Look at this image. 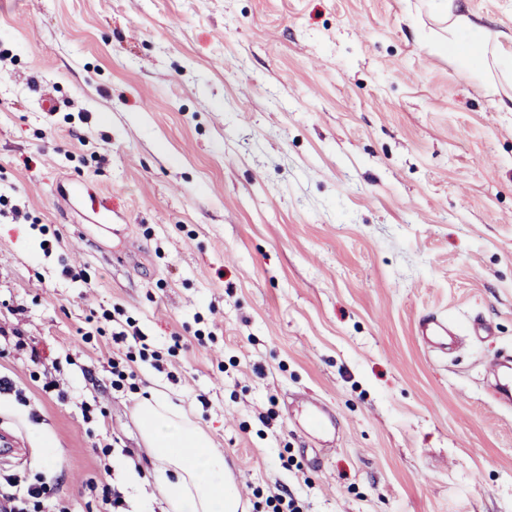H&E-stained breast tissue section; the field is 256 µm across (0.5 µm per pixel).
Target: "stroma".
Listing matches in <instances>:
<instances>
[{"mask_svg": "<svg viewBox=\"0 0 512 512\" xmlns=\"http://www.w3.org/2000/svg\"><path fill=\"white\" fill-rule=\"evenodd\" d=\"M443 2L0 0V193L28 214L0 217V326L25 343L0 345V434L26 451L1 479L162 512L112 388L117 308L162 356L138 388L209 435L247 512L278 486L308 512H512L485 368L512 354V79L484 95L436 52ZM453 4L512 44V0ZM426 313L455 350L423 346ZM297 394L335 411L331 447ZM416 334L429 349L447 351L457 336L448 318L435 314L420 317L416 324Z\"/></svg>", "mask_w": 512, "mask_h": 512, "instance_id": "35a3bbf8", "label": "stroma"}]
</instances>
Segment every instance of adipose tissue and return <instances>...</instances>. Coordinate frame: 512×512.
<instances>
[{"label":"adipose tissue","instance_id":"adipose-tissue-1","mask_svg":"<svg viewBox=\"0 0 512 512\" xmlns=\"http://www.w3.org/2000/svg\"><path fill=\"white\" fill-rule=\"evenodd\" d=\"M447 30L439 53L456 54L459 35L465 32L472 40L476 69L491 62L502 73L512 72V46L497 44L495 36L469 17L449 16ZM137 409L146 445L159 462L155 483L167 512H237V490L228 486L224 457L207 434L160 391L138 397Z\"/></svg>","mask_w":512,"mask_h":512}]
</instances>
